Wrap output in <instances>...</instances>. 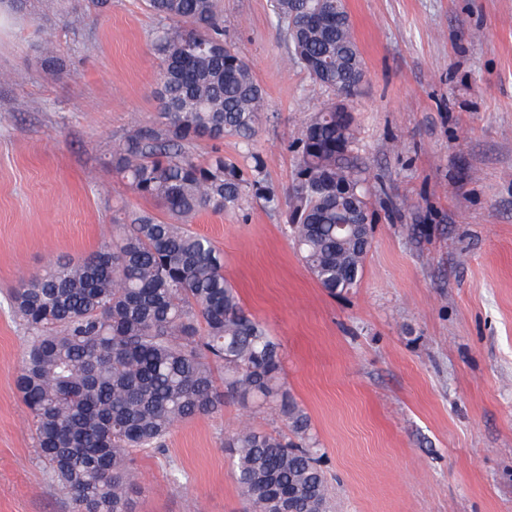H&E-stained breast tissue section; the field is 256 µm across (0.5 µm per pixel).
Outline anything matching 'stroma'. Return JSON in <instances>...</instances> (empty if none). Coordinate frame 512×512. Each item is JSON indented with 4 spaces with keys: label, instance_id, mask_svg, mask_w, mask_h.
<instances>
[{
    "label": "stroma",
    "instance_id": "35a3bbf8",
    "mask_svg": "<svg viewBox=\"0 0 512 512\" xmlns=\"http://www.w3.org/2000/svg\"><path fill=\"white\" fill-rule=\"evenodd\" d=\"M366 78L350 107L373 243L329 294L286 230L246 199L192 232L282 349L332 512H512V0H347ZM225 39L266 92L253 148L287 194L293 145L325 97L289 62L270 0H220ZM159 21L144 0H0V512H73L16 387L28 333L10 298L49 261L96 251L125 209L156 211L112 169L153 122ZM53 34L55 64L42 38ZM286 419L226 401L139 453L134 512H242L224 448Z\"/></svg>",
    "mask_w": 512,
    "mask_h": 512
}]
</instances>
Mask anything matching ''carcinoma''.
Instances as JSON below:
<instances>
[{
    "label": "carcinoma",
    "instance_id": "cac0c4a2",
    "mask_svg": "<svg viewBox=\"0 0 512 512\" xmlns=\"http://www.w3.org/2000/svg\"><path fill=\"white\" fill-rule=\"evenodd\" d=\"M146 4L159 18L158 117L113 147L112 164L167 218L126 212L98 251L54 263L15 291L30 333L17 388L37 451L74 512H133L135 454L164 450L178 422L220 414L227 400L266 407L292 436L240 429L224 439L244 512H329L317 440L288 395L280 343L242 305L215 245L187 227L203 210L235 211L249 194L279 208L253 151L264 91L224 39L218 0ZM272 11L290 59L309 75L306 95L336 97L301 138L291 237L322 288L349 290L371 247L361 222L373 218L347 106L364 60L346 0H272ZM226 137L250 154V176L217 151L204 161L188 154Z\"/></svg>",
    "mask_w": 512,
    "mask_h": 512
}]
</instances>
